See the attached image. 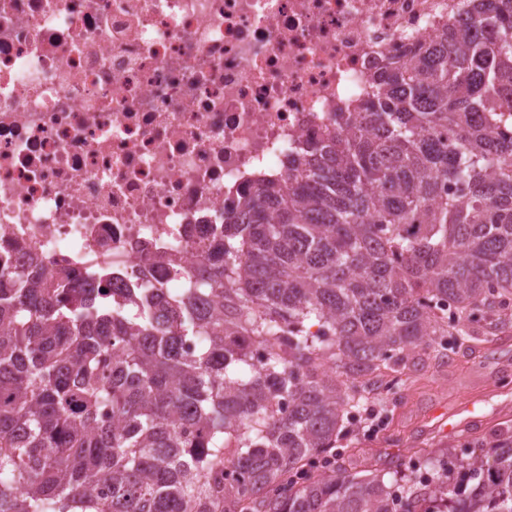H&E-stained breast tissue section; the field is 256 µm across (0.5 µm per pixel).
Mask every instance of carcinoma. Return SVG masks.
<instances>
[{
    "instance_id": "obj_1",
    "label": "carcinoma",
    "mask_w": 512,
    "mask_h": 512,
    "mask_svg": "<svg viewBox=\"0 0 512 512\" xmlns=\"http://www.w3.org/2000/svg\"><path fill=\"white\" fill-rule=\"evenodd\" d=\"M465 14L171 259L191 287L0 265V512H512V434L456 472L336 451L416 356L512 328V0Z\"/></svg>"
}]
</instances>
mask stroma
Wrapping results in <instances>:
<instances>
[{
    "label": "stroma",
    "mask_w": 512,
    "mask_h": 512,
    "mask_svg": "<svg viewBox=\"0 0 512 512\" xmlns=\"http://www.w3.org/2000/svg\"><path fill=\"white\" fill-rule=\"evenodd\" d=\"M464 427L448 432L449 423ZM512 427V331L492 341L469 342L449 348L439 365L412 371L376 437L363 424L343 440L354 470L369 469L374 459L408 462L430 451L460 450L476 441L492 446L500 428Z\"/></svg>",
    "instance_id": "stroma-1"
}]
</instances>
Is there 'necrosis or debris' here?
<instances>
[{"mask_svg": "<svg viewBox=\"0 0 512 512\" xmlns=\"http://www.w3.org/2000/svg\"><path fill=\"white\" fill-rule=\"evenodd\" d=\"M460 0H0V258L180 288L257 177Z\"/></svg>", "mask_w": 512, "mask_h": 512, "instance_id": "1", "label": "necrosis or debris"}]
</instances>
